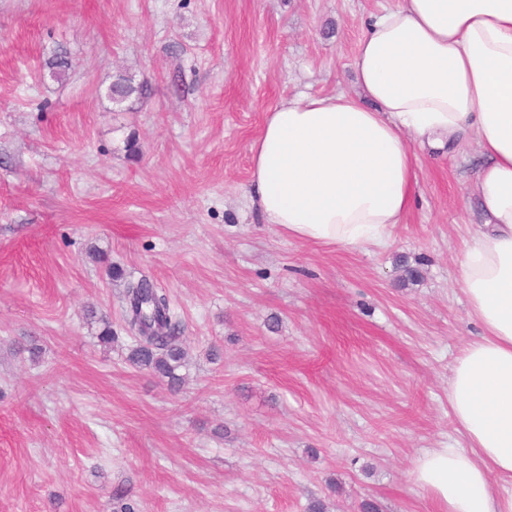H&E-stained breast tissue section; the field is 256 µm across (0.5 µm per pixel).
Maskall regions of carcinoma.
<instances>
[{"instance_id":"carcinoma-1","label":"carcinoma","mask_w":512,"mask_h":512,"mask_svg":"<svg viewBox=\"0 0 512 512\" xmlns=\"http://www.w3.org/2000/svg\"><path fill=\"white\" fill-rule=\"evenodd\" d=\"M114 87L118 105L146 95L144 85H135L127 77L118 78ZM126 312L128 324L138 333L137 344L130 351V363L167 378L172 384L180 381L177 371L182 367L184 351L179 343V323L173 320L166 295L142 279L126 290Z\"/></svg>"}]
</instances>
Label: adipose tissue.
<instances>
[{"instance_id": "obj_1", "label": "adipose tissue", "mask_w": 512, "mask_h": 512, "mask_svg": "<svg viewBox=\"0 0 512 512\" xmlns=\"http://www.w3.org/2000/svg\"><path fill=\"white\" fill-rule=\"evenodd\" d=\"M351 68L356 93L267 112L250 145L248 194L289 238L383 247L415 194L411 142L475 139L480 221L458 280L481 333L448 379L465 444L427 450L412 478L437 512H512V0H394Z\"/></svg>"}]
</instances>
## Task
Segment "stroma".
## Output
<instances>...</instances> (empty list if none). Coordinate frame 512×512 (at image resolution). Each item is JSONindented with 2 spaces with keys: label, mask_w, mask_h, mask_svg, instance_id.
<instances>
[{
  "label": "stroma",
  "mask_w": 512,
  "mask_h": 512,
  "mask_svg": "<svg viewBox=\"0 0 512 512\" xmlns=\"http://www.w3.org/2000/svg\"><path fill=\"white\" fill-rule=\"evenodd\" d=\"M391 3L0 0V512H436L411 472L460 440L476 146L415 145L383 248L288 238L247 198L266 112L355 91ZM120 74L146 97L115 105ZM141 278L181 325L180 387L128 361Z\"/></svg>",
  "instance_id": "stroma-1"
}]
</instances>
